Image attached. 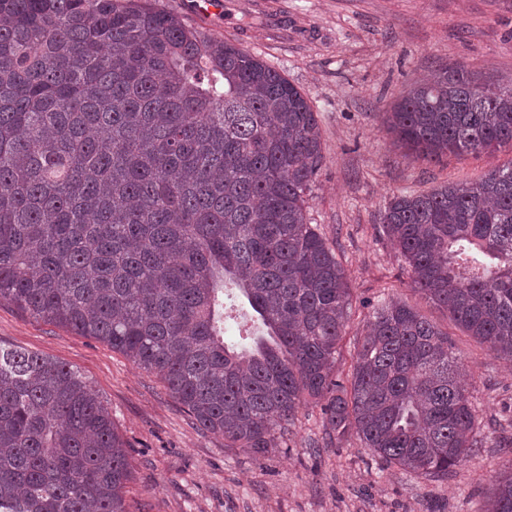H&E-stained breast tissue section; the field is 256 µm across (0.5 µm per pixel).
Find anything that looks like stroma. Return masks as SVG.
<instances>
[{
    "instance_id": "stroma-1",
    "label": "stroma",
    "mask_w": 512,
    "mask_h": 512,
    "mask_svg": "<svg viewBox=\"0 0 512 512\" xmlns=\"http://www.w3.org/2000/svg\"><path fill=\"white\" fill-rule=\"evenodd\" d=\"M157 5L275 67L317 113L324 159L305 216L335 249L351 288L340 371L378 307L405 302L453 343L478 445L447 478H424L386 464L356 436L330 438L308 404L259 456L197 427L159 378L104 342L1 303L0 344L71 366L98 394L130 445L127 512H485L488 488L512 462V361L413 288L381 217L397 195L473 183L512 164V147L413 161L385 118L405 90L450 62L479 85L512 88V0H223L211 15L192 0Z\"/></svg>"
}]
</instances>
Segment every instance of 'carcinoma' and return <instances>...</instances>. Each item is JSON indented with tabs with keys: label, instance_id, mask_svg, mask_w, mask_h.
Returning <instances> with one entry per match:
<instances>
[{
	"label": "carcinoma",
	"instance_id": "1",
	"mask_svg": "<svg viewBox=\"0 0 512 512\" xmlns=\"http://www.w3.org/2000/svg\"><path fill=\"white\" fill-rule=\"evenodd\" d=\"M387 123L416 160L492 152L512 89L445 65ZM322 159L296 86L153 0H0V303L123 353L226 448L266 453L312 401L336 439L445 477L476 444L447 333L392 300L338 374L350 288L305 217ZM381 223L415 287L512 359V164ZM230 287L274 344H225ZM128 447L78 371L0 345V512H127ZM488 512H512V462Z\"/></svg>",
	"mask_w": 512,
	"mask_h": 512
}]
</instances>
